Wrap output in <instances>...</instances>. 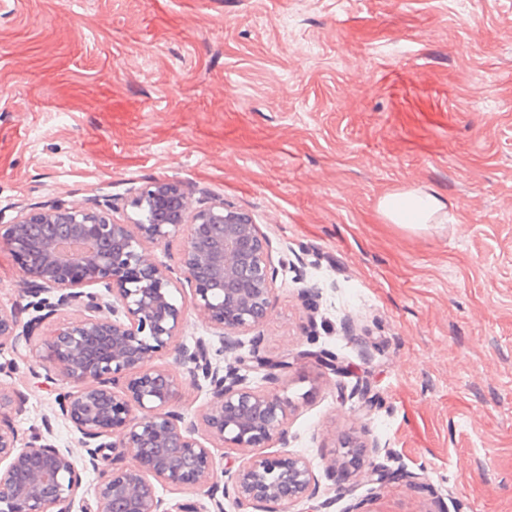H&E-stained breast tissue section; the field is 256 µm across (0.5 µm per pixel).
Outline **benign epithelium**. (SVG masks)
Returning a JSON list of instances; mask_svg holds the SVG:
<instances>
[{
	"label": "benign epithelium",
	"instance_id": "benign-epithelium-1",
	"mask_svg": "<svg viewBox=\"0 0 512 512\" xmlns=\"http://www.w3.org/2000/svg\"><path fill=\"white\" fill-rule=\"evenodd\" d=\"M134 216L115 220V207L93 197L81 205L52 202L22 210L0 224V250L18 261L23 293L35 315L23 322L0 305V374L11 373L32 353V340L58 312L80 318L60 322L37 349L45 379L63 388L45 433L29 436L13 413L24 395L0 385V512H292L324 497L305 457L281 453L242 458L218 469L215 449L243 453L288 447L292 400L271 387L250 386L249 373L274 381L286 360L261 354L258 328L271 306L278 269L270 242L249 215L206 194L195 209L177 179H154L130 202ZM180 241L177 267L158 263L152 248ZM190 289L187 299L174 293ZM218 338L188 346L179 341L188 312ZM252 334L242 352L241 336ZM232 354L225 364L218 357ZM183 368L178 375L155 360ZM206 384L209 401L198 424L179 409L185 386ZM63 420L80 434L82 466L73 451L50 439L52 421ZM346 454L357 466L381 455L396 458L375 439L348 438ZM95 475L93 502L84 478ZM377 483L400 479L415 492L426 489L421 474L404 467L374 470ZM191 489L197 499L172 510L158 486Z\"/></svg>",
	"mask_w": 512,
	"mask_h": 512
}]
</instances>
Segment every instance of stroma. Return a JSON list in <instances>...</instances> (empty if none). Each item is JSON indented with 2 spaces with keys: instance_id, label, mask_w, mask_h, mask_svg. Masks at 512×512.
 <instances>
[{
  "instance_id": "35a3bbf8",
  "label": "stroma",
  "mask_w": 512,
  "mask_h": 512,
  "mask_svg": "<svg viewBox=\"0 0 512 512\" xmlns=\"http://www.w3.org/2000/svg\"><path fill=\"white\" fill-rule=\"evenodd\" d=\"M158 178L223 196L269 238L262 347L295 358L288 450L330 512L435 508L401 483L373 491L372 467L332 470L362 432L447 512H512V0H0V224L95 195L122 220ZM405 189L447 221L387 223L379 201ZM0 304L30 317L1 250ZM7 383L25 395L16 425L40 429L57 385L25 362Z\"/></svg>"
}]
</instances>
